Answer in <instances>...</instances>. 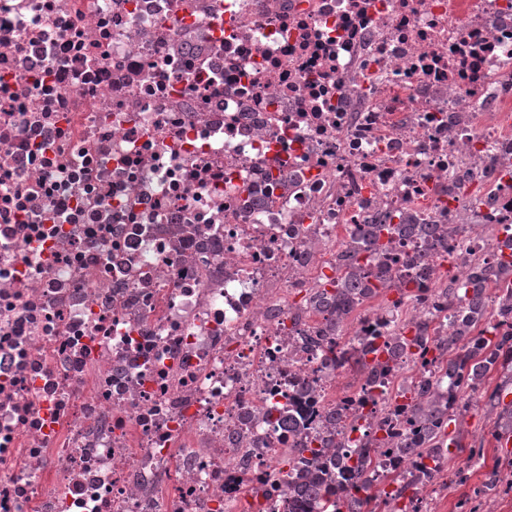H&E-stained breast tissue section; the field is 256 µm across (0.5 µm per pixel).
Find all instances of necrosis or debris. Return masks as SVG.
I'll return each mask as SVG.
<instances>
[{"label": "necrosis or debris", "instance_id": "1", "mask_svg": "<svg viewBox=\"0 0 512 512\" xmlns=\"http://www.w3.org/2000/svg\"><path fill=\"white\" fill-rule=\"evenodd\" d=\"M421 303L329 353L309 292L356 225ZM512 225V0H0V512H297L287 453L393 492L430 461L403 380ZM429 331L430 321L420 322L415 325V335L413 337L407 338L399 333L396 336H393L390 341H387L381 349L372 353L378 354L382 351L393 358L399 357L403 354L406 355V351L410 348H417L427 352L425 342L427 343L428 340L432 339L431 336H426Z\"/></svg>", "mask_w": 512, "mask_h": 512}]
</instances>
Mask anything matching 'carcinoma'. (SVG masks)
<instances>
[{"label": "carcinoma", "mask_w": 512, "mask_h": 512, "mask_svg": "<svg viewBox=\"0 0 512 512\" xmlns=\"http://www.w3.org/2000/svg\"><path fill=\"white\" fill-rule=\"evenodd\" d=\"M441 232L436 224H361L359 235L366 245L346 248L336 255V288L313 289L310 304L320 310L331 309L332 318L327 320L324 331L336 333V340L346 338L343 333L345 320L355 312L362 301L383 293L394 291L397 299L391 301L399 306L414 298L407 288L393 281L386 240L395 235H420L433 238ZM503 290L501 296L490 298L491 288ZM443 295L457 301L464 309L465 319L452 322L448 334L428 337L430 322L415 325V335L407 338L397 334L386 342L381 351L390 357H399L411 348L426 349L425 342L432 341V363L444 370V376L456 389L459 400L465 393L480 385L494 371H501L507 381L512 382V253L501 255L495 264H474L465 272L456 288H448ZM457 410L446 404L437 382L423 381L417 386V397L411 415L419 427L414 444L432 462L431 470L442 473L446 462L441 448L446 446L447 428ZM455 447L467 453L470 467H486L481 448H467L461 442ZM372 448L364 444L356 462L349 466L356 482L350 493L349 512H363L385 503L383 492L373 491V485L364 481L362 475L370 463ZM289 493L307 498L313 507H322L327 495L336 494L328 480L319 471L310 470L302 482L289 487Z\"/></svg>", "instance_id": "obj_1"}]
</instances>
